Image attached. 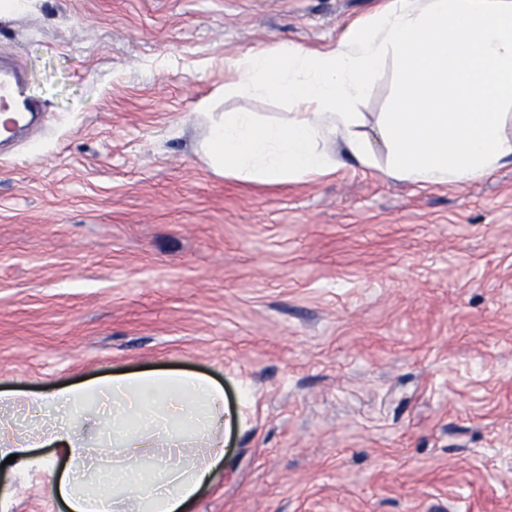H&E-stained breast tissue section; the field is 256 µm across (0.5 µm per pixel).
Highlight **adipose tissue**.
Returning <instances> with one entry per match:
<instances>
[{"label":"adipose tissue","instance_id":"1","mask_svg":"<svg viewBox=\"0 0 512 512\" xmlns=\"http://www.w3.org/2000/svg\"><path fill=\"white\" fill-rule=\"evenodd\" d=\"M225 96L287 101L282 120L220 112L199 145L214 173L244 185L328 176L344 160L420 187L463 186L512 165V0H380L336 43L278 42L224 60ZM394 95L373 130L375 85ZM0 463L43 470L67 512H189L224 460V390L192 372L119 373L50 390L0 392ZM52 445L64 470L36 457ZM204 447V456L192 455Z\"/></svg>","mask_w":512,"mask_h":512}]
</instances>
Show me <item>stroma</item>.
Returning <instances> with one entry per match:
<instances>
[{"label":"stroma","mask_w":512,"mask_h":512,"mask_svg":"<svg viewBox=\"0 0 512 512\" xmlns=\"http://www.w3.org/2000/svg\"><path fill=\"white\" fill-rule=\"evenodd\" d=\"M378 0H30L0 17L39 120L0 151V390L224 387L192 512H512V165L421 188L349 162L215 175L224 59L336 42ZM10 512H64L0 470Z\"/></svg>","instance_id":"1"}]
</instances>
